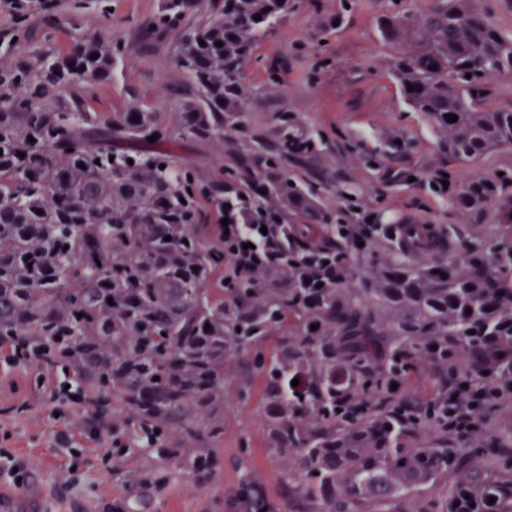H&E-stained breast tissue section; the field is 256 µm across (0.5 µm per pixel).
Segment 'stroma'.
I'll return each instance as SVG.
<instances>
[{
  "label": "stroma",
  "instance_id": "1",
  "mask_svg": "<svg viewBox=\"0 0 512 512\" xmlns=\"http://www.w3.org/2000/svg\"><path fill=\"white\" fill-rule=\"evenodd\" d=\"M107 2L112 10L107 19L96 7L75 13L68 0H57L53 23H45L38 9L29 22L36 37L50 36L62 50L83 31L109 36L122 47L111 80L96 88V109L121 112L135 99L167 111L171 101L189 95L190 86L173 64L178 31L145 36L161 0ZM338 9V0H296L262 39L246 79L265 86L275 68L285 85L253 103L252 124H266L274 110H293L329 142L317 171L334 185L354 187L363 212L432 225L451 248L479 242L487 225L449 211L446 202L413 181L446 159L432 129L402 103L369 0H357L339 30L323 33ZM288 333V327L276 329L255 353L225 361L224 471L203 486L184 471L162 477L147 454L116 453V446L128 442V431L108 424L90 431V403L45 395L46 387L58 384L57 371L0 358V487L42 496L46 512H242L249 474L266 490L267 512H303L304 503L283 485L269 447L264 367L256 361L270 356Z\"/></svg>",
  "mask_w": 512,
  "mask_h": 512
}]
</instances>
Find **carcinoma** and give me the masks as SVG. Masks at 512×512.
I'll use <instances>...</instances> for the list:
<instances>
[{"instance_id":"obj_1","label":"carcinoma","mask_w":512,"mask_h":512,"mask_svg":"<svg viewBox=\"0 0 512 512\" xmlns=\"http://www.w3.org/2000/svg\"><path fill=\"white\" fill-rule=\"evenodd\" d=\"M372 3L390 75L438 152L473 167L511 150L512 106L489 97L494 87L512 94V34L478 0ZM292 7L162 0L146 35L179 31L174 63L191 95L174 112L134 100L113 113L87 103L112 77V41L81 33L65 51L33 42L29 5L20 7L0 37V344L40 352L162 470L208 481L223 468L224 361L286 322L292 335L265 366L264 399L269 442L297 499L314 512H389L397 500L407 512H512V429L485 419L461 443L444 418L450 379L512 407V172L476 170L462 182L444 165L427 172L418 180L426 193L495 228L424 266L338 242L325 260L341 275L321 288L303 287L292 269L261 286L226 272L224 244L197 232L203 198L243 222L274 215L301 257L332 239L312 225L351 221L354 192L336 189L329 207L322 177L285 174L323 157L319 132L289 109L271 113V139L248 125L259 91L245 72ZM240 134L247 158L225 164L211 185L172 150L197 138L234 156ZM151 136L150 151L127 146ZM423 369L434 393L420 404L405 383Z\"/></svg>"}]
</instances>
